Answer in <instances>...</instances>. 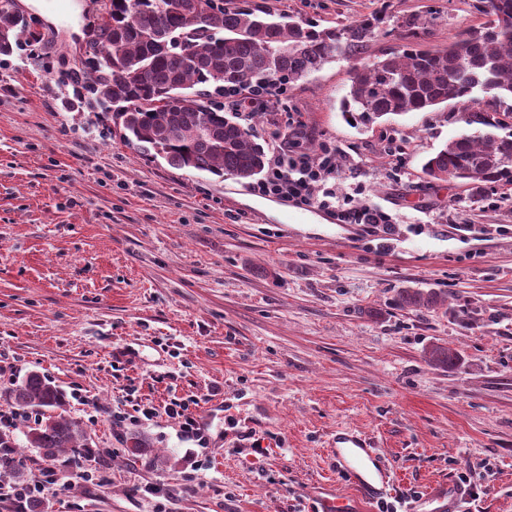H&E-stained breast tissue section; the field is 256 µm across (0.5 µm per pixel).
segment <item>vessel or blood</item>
Returning a JSON list of instances; mask_svg holds the SVG:
<instances>
[{
	"instance_id": "obj_1",
	"label": "vessel or blood",
	"mask_w": 512,
	"mask_h": 512,
	"mask_svg": "<svg viewBox=\"0 0 512 512\" xmlns=\"http://www.w3.org/2000/svg\"><path fill=\"white\" fill-rule=\"evenodd\" d=\"M328 456L354 490L367 502H378L391 494L394 472L381 449L366 435L353 431L333 437ZM430 510L411 503L408 512H464L463 500L453 484L441 485L430 498Z\"/></svg>"
}]
</instances>
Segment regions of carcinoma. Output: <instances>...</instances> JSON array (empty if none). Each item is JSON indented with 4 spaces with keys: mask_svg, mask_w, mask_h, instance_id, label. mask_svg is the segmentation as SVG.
<instances>
[{
    "mask_svg": "<svg viewBox=\"0 0 512 512\" xmlns=\"http://www.w3.org/2000/svg\"><path fill=\"white\" fill-rule=\"evenodd\" d=\"M223 2L218 14L189 25L184 9L191 0H102L86 40L98 66L69 72L67 78L78 103L115 113L127 143L175 169L252 180L265 170V147L236 116L224 112L216 97L226 90L292 86L324 64L355 54L375 36L379 18L318 30L306 20L276 19L265 2ZM477 9L490 20L456 42L460 53L452 47L424 51L409 41L355 68L342 111L372 120L429 111L450 101L467 111L483 86L492 89L496 101L512 99V27L502 29L498 18L500 13L512 16V0H477ZM174 37L188 48L205 45L208 52L198 61L161 54L160 44ZM43 41V33L22 12L0 7V56ZM424 171L432 180L477 187L512 183V135L489 131L453 139L425 162ZM437 303L436 294L421 289L406 288L399 295L400 306L415 311ZM7 396L15 407L41 415L25 437L27 447L38 449L44 459L80 456L89 447L63 393L43 375L27 374ZM0 476L14 485L26 481L16 456L0 458Z\"/></svg>",
    "mask_w": 512,
    "mask_h": 512,
    "instance_id": "obj_1",
    "label": "carcinoma"
}]
</instances>
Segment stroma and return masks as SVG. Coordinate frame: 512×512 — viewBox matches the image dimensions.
Returning <instances> with one entry per match:
<instances>
[{"instance_id": "1", "label": "stroma", "mask_w": 512, "mask_h": 512, "mask_svg": "<svg viewBox=\"0 0 512 512\" xmlns=\"http://www.w3.org/2000/svg\"><path fill=\"white\" fill-rule=\"evenodd\" d=\"M269 2L322 28L381 19L362 55L325 64L247 125L269 149L301 120L303 143L335 151L354 201L396 217L386 244L234 176L173 169L126 144L113 113L69 108L61 78L81 67L85 0L20 6L44 42L0 56V405L39 372L92 447L110 451L59 457L45 506L321 512L345 497L357 512H405L477 462L465 512H512V200L491 201L507 187L478 193L424 174L446 143L479 130L455 104L377 121L340 110L354 67L408 30L445 50L486 17L475 0ZM405 288L443 304L400 307ZM434 345L456 366L429 363ZM174 401L199 418L206 447L168 417ZM341 427L389 459L386 501L362 502L332 469ZM137 433L150 446L132 455Z\"/></svg>"}]
</instances>
